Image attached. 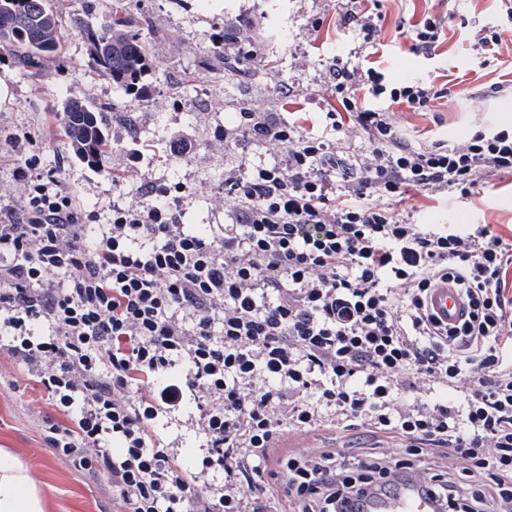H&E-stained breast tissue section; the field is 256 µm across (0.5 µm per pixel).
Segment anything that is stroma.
Instances as JSON below:
<instances>
[{"label":"stroma","instance_id":"obj_1","mask_svg":"<svg viewBox=\"0 0 512 512\" xmlns=\"http://www.w3.org/2000/svg\"><path fill=\"white\" fill-rule=\"evenodd\" d=\"M367 0H195L189 10L172 7L168 0H149L155 25L170 30V39L157 50L170 67L185 75L191 97L174 99L165 79L153 82L152 97L130 100L113 91L111 84L94 79L88 67L83 40L70 35L61 63L50 66L44 80H36L17 67L0 63V135L27 132L30 154L40 159L43 171L63 170L70 189L95 223H108L113 196L124 192L122 181L103 176L80 162L63 137L58 112L71 95L98 103L116 105L119 111L141 117L149 112L166 113L169 127H179L184 113L205 111L196 121L200 133L196 148L178 166L161 159L144 160L138 182L169 186L185 184L191 196L184 222L203 231L224 221V185H203L205 174L224 166V141L219 136L231 122L236 103H225L223 92L197 62L208 51L214 27L225 12L243 16L275 32L276 38L262 46V55L280 59V76L267 79L245 99L265 104L278 79L288 81L290 96L286 111L296 121L311 127L327 108L329 66L334 62L368 64L386 79L427 81L436 78L448 88L445 98L422 113L397 111V120L409 132L460 138L474 123L489 120L512 124V95L493 93V84L512 81V36L505 37L496 53L476 56L470 50L482 26L504 19L501 0H386L378 47L362 45L347 25L343 13L367 8ZM430 11L448 18L447 42L431 54L409 51V41L397 27L411 12ZM426 224H491L502 234L512 233V179L492 178L479 186L467 203L430 202L419 214ZM65 423L63 414L49 403L40 386L28 380L5 351L0 350V450L20 461L40 490L45 512H112V494L103 480L83 475L68 459L56 456L43 439L45 420Z\"/></svg>","mask_w":512,"mask_h":512}]
</instances>
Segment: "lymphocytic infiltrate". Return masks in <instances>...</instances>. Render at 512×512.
Instances as JSON below:
<instances>
[{
  "instance_id": "1",
  "label": "lymphocytic infiltrate",
  "mask_w": 512,
  "mask_h": 512,
  "mask_svg": "<svg viewBox=\"0 0 512 512\" xmlns=\"http://www.w3.org/2000/svg\"><path fill=\"white\" fill-rule=\"evenodd\" d=\"M332 75L321 128L236 113L224 146L254 150L225 166L224 221L202 234L186 185L131 186L94 224L64 177L20 162L27 134L0 139L20 190L0 224V349L70 420L45 421L48 448L105 479L114 512H277L271 448L323 428L389 446L289 449L288 512H365L399 475L438 512H512V238L409 204L511 176L512 126L414 137L393 107L445 88ZM442 281L459 325L427 309Z\"/></svg>"
}]
</instances>
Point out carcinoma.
<instances>
[{
    "label": "carcinoma",
    "mask_w": 512,
    "mask_h": 512,
    "mask_svg": "<svg viewBox=\"0 0 512 512\" xmlns=\"http://www.w3.org/2000/svg\"><path fill=\"white\" fill-rule=\"evenodd\" d=\"M142 2L112 0L93 22L80 14H64L61 0H0V61L11 59L30 76L42 78L46 67L63 57L67 38L74 33L84 40L88 62L99 80L112 84L125 98L143 100L150 93L149 79L167 69L156 44L169 39L170 34L153 26ZM236 25L235 17L224 15V27L198 62L224 89L226 97L231 90H240L245 79L258 80L278 72L274 59L267 57L257 67L224 49V35ZM115 121L113 107L83 97L68 99L61 109V130L74 155L89 168L106 174V162L115 151L109 136ZM126 128L130 149L141 151L160 140L167 160L172 162L195 146V129L189 122L178 130L159 132L154 125L130 119Z\"/></svg>",
    "instance_id": "cac0c4a2"
}]
</instances>
